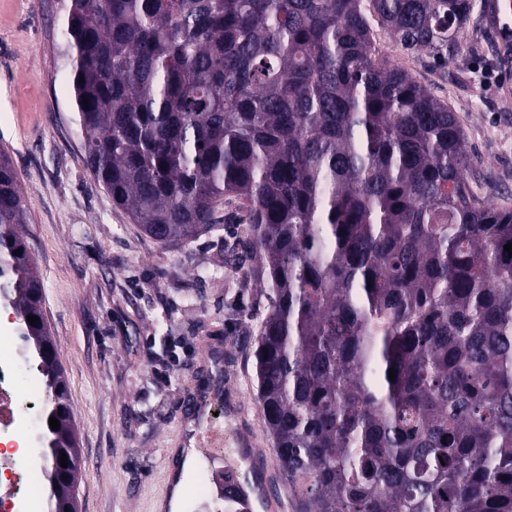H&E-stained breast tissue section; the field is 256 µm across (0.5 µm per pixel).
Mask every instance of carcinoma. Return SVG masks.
I'll return each instance as SVG.
<instances>
[{"label":"carcinoma","mask_w":512,"mask_h":512,"mask_svg":"<svg viewBox=\"0 0 512 512\" xmlns=\"http://www.w3.org/2000/svg\"><path fill=\"white\" fill-rule=\"evenodd\" d=\"M471 10L66 5L83 161L113 205L165 245L237 225L231 265L267 301L254 382L291 512H512V209L473 189L455 112L378 53L371 27L444 59ZM25 215L1 153L0 289L59 420L46 454L72 462L65 486L48 472L51 505L76 509L77 429L64 369L43 355Z\"/></svg>","instance_id":"cac0c4a2"}]
</instances>
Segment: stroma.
Returning <instances> with one entry per match:
<instances>
[{
  "mask_svg": "<svg viewBox=\"0 0 512 512\" xmlns=\"http://www.w3.org/2000/svg\"><path fill=\"white\" fill-rule=\"evenodd\" d=\"M65 10L66 0H0V152L17 171L23 232L65 370L81 448L79 510L156 512L174 487L183 403L205 370L203 337L229 349L227 379L261 451L271 452L252 380L265 299L224 263L233 226L162 245L86 168L60 46ZM378 37L459 116L472 169L512 206V98L499 92L505 72L480 13L457 34L447 63L403 50L391 33Z\"/></svg>",
  "mask_w": 512,
  "mask_h": 512,
  "instance_id": "35a3bbf8",
  "label": "stroma"
}]
</instances>
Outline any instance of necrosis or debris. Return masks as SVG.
Listing matches in <instances>:
<instances>
[{"label": "necrosis or debris", "instance_id": "obj_1", "mask_svg": "<svg viewBox=\"0 0 512 512\" xmlns=\"http://www.w3.org/2000/svg\"><path fill=\"white\" fill-rule=\"evenodd\" d=\"M48 396L41 375L32 372L8 336H0V506L8 512H48L44 487L49 461L41 448L43 405Z\"/></svg>", "mask_w": 512, "mask_h": 512}]
</instances>
